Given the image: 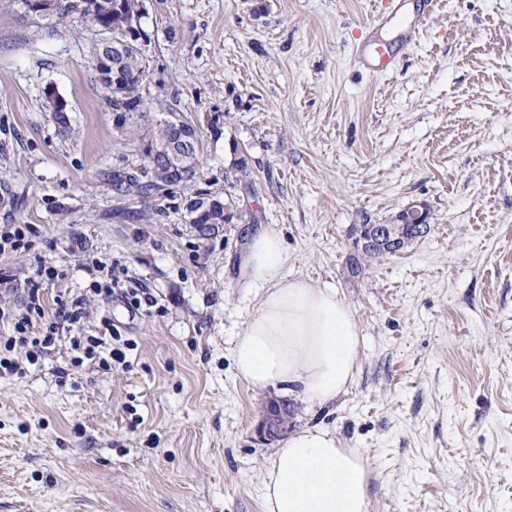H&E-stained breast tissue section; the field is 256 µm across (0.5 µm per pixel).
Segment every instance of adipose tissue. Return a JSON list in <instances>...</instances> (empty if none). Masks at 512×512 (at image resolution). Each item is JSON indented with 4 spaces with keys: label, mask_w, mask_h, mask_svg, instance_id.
Here are the masks:
<instances>
[{
    "label": "adipose tissue",
    "mask_w": 512,
    "mask_h": 512,
    "mask_svg": "<svg viewBox=\"0 0 512 512\" xmlns=\"http://www.w3.org/2000/svg\"><path fill=\"white\" fill-rule=\"evenodd\" d=\"M288 261L279 231L252 236L242 272L259 292L233 346L236 373L254 388L284 384L328 404L355 379L360 331L335 285L288 278ZM261 497L264 512H368L369 465L329 428L304 427L276 449Z\"/></svg>",
    "instance_id": "adipose-tissue-1"
}]
</instances>
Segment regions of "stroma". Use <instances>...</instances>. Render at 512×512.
I'll return each instance as SVG.
<instances>
[{
    "label": "stroma",
    "mask_w": 512,
    "mask_h": 512,
    "mask_svg": "<svg viewBox=\"0 0 512 512\" xmlns=\"http://www.w3.org/2000/svg\"><path fill=\"white\" fill-rule=\"evenodd\" d=\"M394 0H163L173 25L139 89L195 125L198 174L148 199L116 196L139 162L113 124L89 57L93 32L0 5V225L31 248L0 253V311L23 313L39 264L43 317L85 300L78 332L110 320L125 364L72 366L57 343L0 377V512H263L278 441L267 399L295 427L325 426L370 465L369 512H512V0H434L394 70L358 61L399 22L364 30ZM67 100L60 136L46 86ZM245 159V172L235 163ZM231 196L254 224L199 239L189 191ZM425 204L429 234L349 272L359 224ZM280 231L286 272L336 285L361 331L347 393L320 405L234 370L256 309L242 275L258 228ZM115 280L110 298L94 292ZM145 289L135 306L124 290ZM292 422L286 417L280 400L271 398L267 401L258 429L260 437L271 440L281 438L288 433Z\"/></svg>",
    "instance_id": "1"
}]
</instances>
